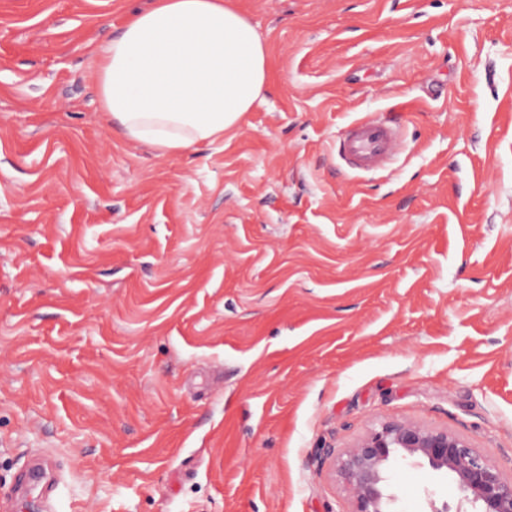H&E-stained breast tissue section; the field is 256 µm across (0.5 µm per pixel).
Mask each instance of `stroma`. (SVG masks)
Segmentation results:
<instances>
[{
    "instance_id": "stroma-1",
    "label": "stroma",
    "mask_w": 512,
    "mask_h": 512,
    "mask_svg": "<svg viewBox=\"0 0 512 512\" xmlns=\"http://www.w3.org/2000/svg\"><path fill=\"white\" fill-rule=\"evenodd\" d=\"M150 3L0 0V508L42 457L56 512H351L388 421L512 469V0H236L270 87L166 157L87 50ZM372 113L398 153L349 171ZM399 135V126L376 116H364L350 123L336 140V154L351 171H372L388 158Z\"/></svg>"
}]
</instances>
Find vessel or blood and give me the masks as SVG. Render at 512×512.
I'll return each instance as SVG.
<instances>
[{"mask_svg":"<svg viewBox=\"0 0 512 512\" xmlns=\"http://www.w3.org/2000/svg\"><path fill=\"white\" fill-rule=\"evenodd\" d=\"M399 135V126L376 116H365L346 127L336 141V153L349 170L368 172L388 158Z\"/></svg>","mask_w":512,"mask_h":512,"instance_id":"1","label":"vessel or blood"}]
</instances>
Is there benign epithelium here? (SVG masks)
<instances>
[{
    "label": "benign epithelium",
    "mask_w": 512,
    "mask_h": 512,
    "mask_svg": "<svg viewBox=\"0 0 512 512\" xmlns=\"http://www.w3.org/2000/svg\"><path fill=\"white\" fill-rule=\"evenodd\" d=\"M407 460L451 475L462 494L456 510L444 503L430 512H512V475L492 457L462 435L405 422L381 425L341 455L339 470L352 486V512H396L398 495L389 473Z\"/></svg>",
    "instance_id": "1"
}]
</instances>
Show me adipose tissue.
<instances>
[{"label": "adipose tissue", "mask_w": 512, "mask_h": 512, "mask_svg": "<svg viewBox=\"0 0 512 512\" xmlns=\"http://www.w3.org/2000/svg\"><path fill=\"white\" fill-rule=\"evenodd\" d=\"M93 54L103 112L163 155L223 140L269 87L266 47L234 0H153Z\"/></svg>", "instance_id": "ef3b65f1"}]
</instances>
